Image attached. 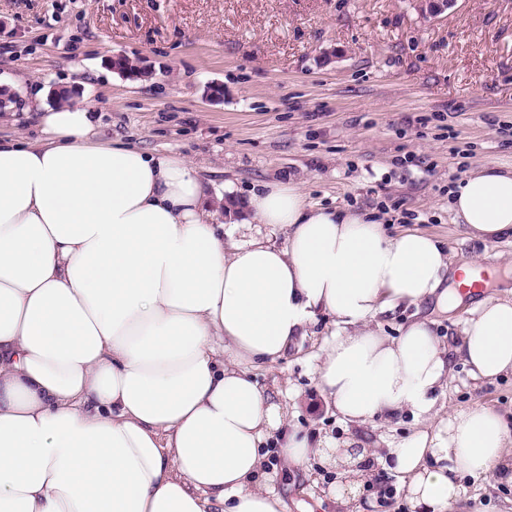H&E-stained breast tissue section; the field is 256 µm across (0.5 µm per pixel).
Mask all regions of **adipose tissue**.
Returning <instances> with one entry per match:
<instances>
[{"label": "adipose tissue", "mask_w": 512, "mask_h": 512, "mask_svg": "<svg viewBox=\"0 0 512 512\" xmlns=\"http://www.w3.org/2000/svg\"><path fill=\"white\" fill-rule=\"evenodd\" d=\"M39 121V139L0 138V512H286L274 451L364 484L363 454L310 441L252 376L320 311L335 326L316 368L325 402L350 423L423 424L380 458L411 512H453L465 476L512 482L503 415L435 411L451 356L477 378L512 373V298L479 301L447 344L426 316L396 337L372 325L403 305L447 312L474 261L315 208L291 181L226 202L219 224L184 159L95 142L88 106ZM449 208L474 237L512 239V172L465 177ZM252 224L284 245L242 238Z\"/></svg>", "instance_id": "ef3b65f1"}]
</instances>
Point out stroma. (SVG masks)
Masks as SVG:
<instances>
[{
    "instance_id": "35a3bbf8",
    "label": "stroma",
    "mask_w": 512,
    "mask_h": 512,
    "mask_svg": "<svg viewBox=\"0 0 512 512\" xmlns=\"http://www.w3.org/2000/svg\"><path fill=\"white\" fill-rule=\"evenodd\" d=\"M151 71L131 79L112 59ZM222 85L224 96L207 89ZM91 104L95 138L197 167L212 196L244 197L290 179L310 204L369 214L389 230L437 238L450 262H479L484 297L512 292V243L464 234L448 191L484 164L512 169V0H456L426 19L416 0H0V138L35 140L36 91ZM331 319L270 367L261 383L310 439L385 447L410 417L355 425L319 396L315 355ZM480 402L512 412V375L475 378L454 362L445 409ZM272 485L288 512H407L395 476L375 470L350 505L345 478L319 458ZM457 512H512V485L465 479Z\"/></svg>"
}]
</instances>
